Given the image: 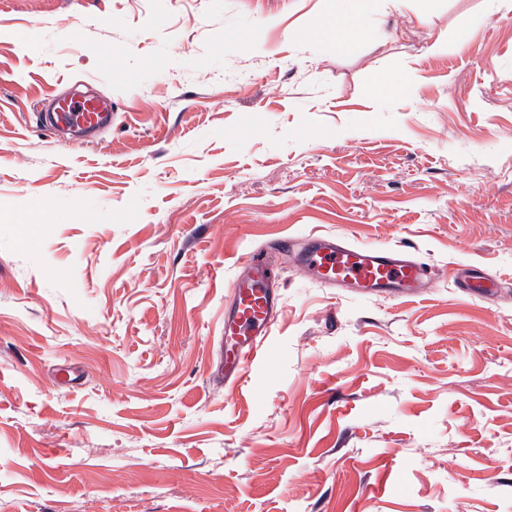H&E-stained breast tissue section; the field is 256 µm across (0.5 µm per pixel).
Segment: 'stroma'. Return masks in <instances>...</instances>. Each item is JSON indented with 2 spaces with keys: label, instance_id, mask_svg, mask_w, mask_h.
<instances>
[{
  "label": "stroma",
  "instance_id": "35a3bbf8",
  "mask_svg": "<svg viewBox=\"0 0 512 512\" xmlns=\"http://www.w3.org/2000/svg\"><path fill=\"white\" fill-rule=\"evenodd\" d=\"M324 2L0 0V512H512V0H380L391 40L344 52L293 37ZM89 87L109 128L36 124ZM302 234L435 283L276 254L266 359L227 391L237 263ZM469 263L504 288L462 295ZM288 245H301L299 267L328 286L349 285L398 298L420 294L432 280L427 264L402 248L355 246L335 235L280 242L283 248Z\"/></svg>",
  "mask_w": 512,
  "mask_h": 512
}]
</instances>
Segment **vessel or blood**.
Listing matches in <instances>:
<instances>
[{
	"instance_id": "1",
	"label": "vessel or blood",
	"mask_w": 512,
	"mask_h": 512,
	"mask_svg": "<svg viewBox=\"0 0 512 512\" xmlns=\"http://www.w3.org/2000/svg\"><path fill=\"white\" fill-rule=\"evenodd\" d=\"M45 115L51 129L82 133L112 119V102L105 97L60 96ZM299 267L323 284L349 285L367 293L394 297L415 296L427 288L431 277L426 263L407 250L356 246L335 235L301 237ZM239 275L232 284V301L224 311L225 385L238 386L264 354V343L280 308L275 276L266 257L249 253L238 262Z\"/></svg>"
}]
</instances>
